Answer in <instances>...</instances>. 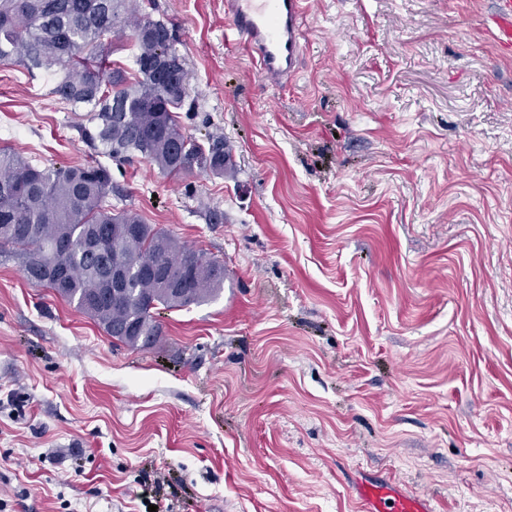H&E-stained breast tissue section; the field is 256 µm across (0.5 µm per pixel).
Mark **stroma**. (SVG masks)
<instances>
[{"label":"stroma","mask_w":512,"mask_h":512,"mask_svg":"<svg viewBox=\"0 0 512 512\" xmlns=\"http://www.w3.org/2000/svg\"><path fill=\"white\" fill-rule=\"evenodd\" d=\"M173 26L187 134L223 176L111 164L106 202L224 264L146 350L0 257V512H363L355 475L434 512H512V56L494 0H308L288 81ZM51 74L0 63V147L94 156ZM163 478L159 494L144 484ZM485 28L498 51L512 55V1L497 0L496 11L487 19Z\"/></svg>","instance_id":"35a3bbf8"}]
</instances>
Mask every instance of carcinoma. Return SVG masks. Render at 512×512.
Returning a JSON list of instances; mask_svg holds the SVG:
<instances>
[{
	"mask_svg": "<svg viewBox=\"0 0 512 512\" xmlns=\"http://www.w3.org/2000/svg\"><path fill=\"white\" fill-rule=\"evenodd\" d=\"M131 30L135 73L111 55ZM57 74L51 94L83 112L85 142L97 154L131 163L140 158L165 176L194 168L224 175V138L203 146L189 136L179 112L190 98L188 73L173 28L139 13L134 0H0V62ZM108 168L94 160L37 166L0 148V255L18 259L28 278L91 317L112 339L133 349L162 334L159 310H180L224 291V264L145 223L132 210L106 204ZM114 224H140L137 234H112ZM107 238L94 256L88 243ZM124 260L127 287L112 296V260ZM164 260L192 269L175 294L160 288L141 264Z\"/></svg>",
	"mask_w": 512,
	"mask_h": 512,
	"instance_id": "1",
	"label": "carcinoma"
}]
</instances>
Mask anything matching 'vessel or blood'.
Wrapping results in <instances>:
<instances>
[{"label": "vessel or blood", "instance_id": "b4317fda", "mask_svg": "<svg viewBox=\"0 0 512 512\" xmlns=\"http://www.w3.org/2000/svg\"><path fill=\"white\" fill-rule=\"evenodd\" d=\"M306 0H224V40L241 48L272 82L298 70ZM485 27L498 51L512 55V0H497ZM356 490L365 512H433L429 500L410 498L378 477L362 476Z\"/></svg>", "mask_w": 512, "mask_h": 512}]
</instances>
